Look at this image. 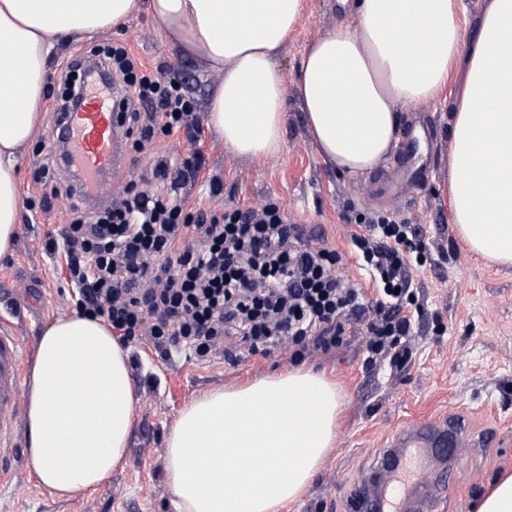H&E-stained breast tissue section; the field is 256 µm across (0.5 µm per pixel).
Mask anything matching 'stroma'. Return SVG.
I'll list each match as a JSON object with an SVG mask.
<instances>
[{"mask_svg":"<svg viewBox=\"0 0 512 512\" xmlns=\"http://www.w3.org/2000/svg\"><path fill=\"white\" fill-rule=\"evenodd\" d=\"M350 11L342 0H305L304 12L277 58L284 73L286 124L278 153L243 159L229 151L207 121L208 108L223 73L178 53L141 8L125 26L60 42L52 53L43 103L54 104L61 84L60 63L76 49L112 42L127 44L150 69L167 67L182 75L198 102L199 145L185 133L166 141L172 153L201 149V179L218 178L221 194L192 189L191 201L217 207L254 206L277 199L289 222L314 224L341 255L338 273L358 280L351 236L360 223L390 214L424 231L425 262L413 271L411 304L406 313L414 330L410 358L400 367L366 369L359 342L302 359L301 367L334 381L343 410L331 448L304 494L281 512H348L349 499L372 486L378 459L405 420L453 415L463 420L473 442L461 465L463 490L444 512H476L482 495L505 472H512V267H499L471 254L458 237L449 203L451 158L448 134L452 100L461 93V75L452 73L435 104L437 166L430 179L400 201L377 205L369 200L375 173L352 178L328 165L305 127L293 80L303 52L317 39L343 26ZM69 220V203L50 210L22 207L10 254L0 257V316L20 336L23 359L31 361L43 326L73 314L76 289L66 265L45 250ZM130 353L139 375L156 385L136 388L137 421L124 460L97 489L61 498L42 487L28 464L27 435L19 433L12 450L20 483L0 494V512H178L166 477L165 439L185 404L215 388L290 369L286 357L259 355L232 362L217 355L200 363L186 354L163 357L149 337H135Z\"/></svg>","mask_w":512,"mask_h":512,"instance_id":"35a3bbf8","label":"stroma"}]
</instances>
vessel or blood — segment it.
<instances>
[{
  "label": "vessel or blood",
  "mask_w": 512,
  "mask_h": 512,
  "mask_svg": "<svg viewBox=\"0 0 512 512\" xmlns=\"http://www.w3.org/2000/svg\"><path fill=\"white\" fill-rule=\"evenodd\" d=\"M66 129L71 154L86 186H93L97 175L111 171L118 156V114L108 95L86 97L81 110L69 113ZM433 121L425 118L407 128L397 160L376 183L380 197L398 199L407 188L428 178L434 158ZM22 416V342L0 329V487H12L18 474L8 449L13 445ZM468 443L462 424L437 420L408 423L394 436L381 460L388 466L385 484L373 501L354 497L351 512H405L407 497L425 488L428 512H440L456 484V473L442 470L428 475L431 459L428 449L462 456Z\"/></svg>",
  "instance_id": "b4317fda"
}]
</instances>
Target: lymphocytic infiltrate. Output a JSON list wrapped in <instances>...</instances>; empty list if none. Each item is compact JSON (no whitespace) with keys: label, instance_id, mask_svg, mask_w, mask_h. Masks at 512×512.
<instances>
[{"label":"lymphocytic infiltrate","instance_id":"1","mask_svg":"<svg viewBox=\"0 0 512 512\" xmlns=\"http://www.w3.org/2000/svg\"><path fill=\"white\" fill-rule=\"evenodd\" d=\"M90 66L103 73V87L118 92L120 123L137 150L194 128L197 104L185 79L144 69L122 43L62 65L61 82L78 95L62 101L55 118L82 105L79 75ZM201 168L198 150L157 155L108 206L89 210L69 152L43 155L34 173L42 205L62 195L72 201L69 224L45 248L64 253L80 314L107 321L121 341L147 336L165 354L200 362L228 347L251 356L277 352L295 363L360 334L369 363L407 362L412 324L404 307L423 250L413 225L381 215L352 235L357 264L377 290L368 301L361 283L335 271L336 248L289 223L277 202L191 204Z\"/></svg>","mask_w":512,"mask_h":512}]
</instances>
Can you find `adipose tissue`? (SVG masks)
I'll return each instance as SVG.
<instances>
[{"instance_id":"1","label":"adipose tissue","mask_w":512,"mask_h":512,"mask_svg":"<svg viewBox=\"0 0 512 512\" xmlns=\"http://www.w3.org/2000/svg\"><path fill=\"white\" fill-rule=\"evenodd\" d=\"M138 0H0V255L20 210L16 161L39 130L37 110L59 37L126 23ZM181 51L223 73L208 120L238 156L279 151L285 80L275 56L303 0H149ZM339 28L302 56L295 82L321 155L352 175L373 171L399 140L400 112L436 100L464 62L448 137L453 222L470 250L512 265V0H488L468 38L464 0H354ZM29 461L67 497L121 464L136 396L128 351L103 320L75 313L42 330L27 380ZM335 385L296 369L218 388L181 410L166 440L180 512H280L301 496L336 443ZM66 465H59V456Z\"/></svg>"}]
</instances>
